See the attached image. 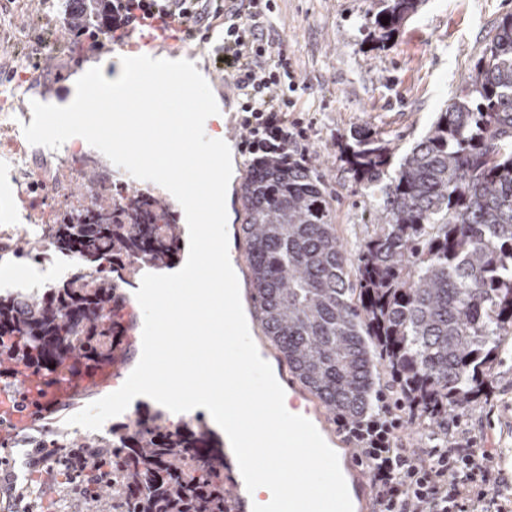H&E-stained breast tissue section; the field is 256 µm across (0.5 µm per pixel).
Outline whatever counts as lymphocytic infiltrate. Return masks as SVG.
I'll return each mask as SVG.
<instances>
[{"instance_id": "lymphocytic-infiltrate-1", "label": "lymphocytic infiltrate", "mask_w": 512, "mask_h": 512, "mask_svg": "<svg viewBox=\"0 0 512 512\" xmlns=\"http://www.w3.org/2000/svg\"><path fill=\"white\" fill-rule=\"evenodd\" d=\"M102 6L116 40L130 26L157 17L201 30L223 28L218 58L239 99L243 149L253 155L287 152L288 114L296 109L301 84L287 52H273L266 34L273 0H248L229 9L224 0H103ZM438 411L403 390L396 403L380 395L360 418L339 419L367 464L375 512H512V495L489 464V451L460 434V418H453L450 430L427 434L422 450L406 446L405 419L422 422Z\"/></svg>"}]
</instances>
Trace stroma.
Masks as SVG:
<instances>
[{
    "label": "stroma",
    "mask_w": 512,
    "mask_h": 512,
    "mask_svg": "<svg viewBox=\"0 0 512 512\" xmlns=\"http://www.w3.org/2000/svg\"><path fill=\"white\" fill-rule=\"evenodd\" d=\"M61 0H0V275L7 266H28L35 241L25 227L27 211L44 206L28 188L30 174L57 164L49 150L30 146L26 157L15 152L22 126L31 113L20 106L43 101L56 91L53 103H71L77 79L98 66L107 77L117 76L121 55L111 44L102 50L71 57L57 46L71 33L59 7ZM378 0H276L270 37L286 51L306 89L296 116L305 127L290 152L309 163L337 195L336 232L348 255H355L372 235L371 203L352 192L351 176L340 159L341 141L351 131L367 128L388 140L403 156L428 130L442 108L469 80L475 62L498 20L512 12V0H423L385 48L368 50ZM221 30L200 50L186 48L209 83L229 122L241 114L237 99L225 98L228 79L217 70L213 55ZM25 65L29 86L17 84L15 66ZM489 391L464 412L463 425L475 447L491 450V460L512 486V337L496 368ZM8 447L0 449L19 484L41 485L34 512H107L111 491L97 499L74 497L60 475L35 472L29 465L32 448L41 443L39 423L10 431Z\"/></svg>",
    "instance_id": "1"
}]
</instances>
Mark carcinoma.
<instances>
[{
    "label": "carcinoma",
    "instance_id": "cac0c4a2",
    "mask_svg": "<svg viewBox=\"0 0 512 512\" xmlns=\"http://www.w3.org/2000/svg\"><path fill=\"white\" fill-rule=\"evenodd\" d=\"M419 2L380 0L375 47ZM94 36L112 40L97 12L72 29L69 52ZM393 157L390 143L364 130L342 149L354 185L375 202L376 229L353 258L336 235L337 196L314 168L265 156L251 161L241 187L265 336L333 416L355 419L368 408L380 365L450 415L495 378L512 335V14L494 27L469 86L396 166ZM90 189L92 201L49 230L54 247L79 254L85 268L43 295L0 297V365L70 370L79 355L94 367L112 353L125 302L116 266H164L178 249L164 200L114 196L109 178ZM84 447L120 449L93 472L97 485L112 477V512H225L224 458L199 421L169 426L161 413L142 416L136 432L124 424Z\"/></svg>",
    "mask_w": 512,
    "mask_h": 512
}]
</instances>
